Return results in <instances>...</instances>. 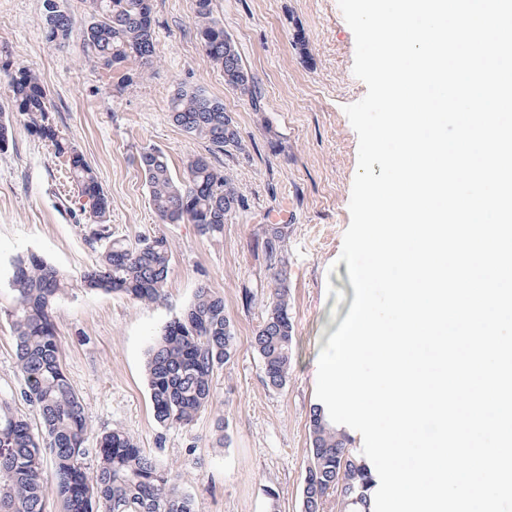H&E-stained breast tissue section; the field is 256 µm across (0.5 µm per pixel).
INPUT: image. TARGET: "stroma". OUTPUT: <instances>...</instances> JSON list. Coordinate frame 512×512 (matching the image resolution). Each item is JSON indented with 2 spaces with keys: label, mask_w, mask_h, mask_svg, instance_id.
<instances>
[{
  "label": "stroma",
  "mask_w": 512,
  "mask_h": 512,
  "mask_svg": "<svg viewBox=\"0 0 512 512\" xmlns=\"http://www.w3.org/2000/svg\"><path fill=\"white\" fill-rule=\"evenodd\" d=\"M42 3L0 0V49L40 77L61 137L84 154L108 197L114 236L134 242L162 235L173 254L161 302L142 304L80 285L99 255L87 241L86 200L52 145L11 114L8 79L0 73V116L9 119L13 141L0 152V400L36 422L21 397L24 381L4 314L13 303L12 262L34 253L73 282L57 301L54 319L64 368L91 419L88 447L103 431L123 428L181 474L197 512H302L317 360L354 300L348 267L339 260L358 154L344 108L361 100L367 87L353 74L354 35L338 0H213L215 17L263 88L259 112L225 86L222 70L203 52L191 0H154L160 63L122 91L114 72L84 60L85 0H68L74 25L61 50L44 38ZM181 85L220 100L244 145L215 160L248 202L215 238L201 236L192 224L158 223L136 161L143 149L156 148L178 172L187 157L205 153L206 141L170 117L169 100ZM283 221L295 345L288 382L273 390L252 337L272 288L262 228ZM202 283L223 297L236 351L214 376L212 404L189 426L165 429L150 404L148 350ZM246 288L255 293L249 304L242 297ZM332 288L343 292V301L329 296ZM270 488L276 498L267 496Z\"/></svg>",
  "instance_id": "obj_1"
}]
</instances>
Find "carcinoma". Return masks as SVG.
I'll list each match as a JSON object with an SVG mask.
<instances>
[{
    "label": "carcinoma",
    "instance_id": "cac0c4a2",
    "mask_svg": "<svg viewBox=\"0 0 512 512\" xmlns=\"http://www.w3.org/2000/svg\"><path fill=\"white\" fill-rule=\"evenodd\" d=\"M91 21L83 31L87 59L119 74L118 87L133 82L120 73L133 59L151 68L157 58L153 0H85ZM196 36L207 56L221 68L224 84L262 111L263 91L248 71L233 38L214 17L213 0H192ZM45 40L66 45L72 19L66 0H43ZM0 72L9 79L11 111L35 136L52 143L66 158L70 178L87 200L88 242L101 247L99 261L81 275L90 289L155 303L165 294L172 248L164 236L136 244L112 238L104 223L109 201L84 155L59 137L50 102L38 75L0 56ZM170 117L187 134L203 138L208 153L189 157L183 176L173 174L164 153L146 149L139 168L149 188L150 205L160 224L196 225L202 236L224 232V221L244 209L242 198L213 159L242 149L237 125L224 105L198 91L178 87L170 99ZM288 225L268 224L263 251L272 290L253 346L262 361L266 385L288 381L294 327L288 312V288L280 254ZM14 303L5 311L16 348V368L25 383L23 400L39 415V429L0 402V512H196L195 501L179 476L145 453L125 431L101 434L86 445L89 415L63 369L62 344L55 325L56 301L71 284L53 264L31 253L13 260L9 280ZM235 353V333L224 299L200 285L181 316L170 321L149 350L147 383L154 418L164 428L182 427L212 403L215 372ZM311 447L305 471L311 485L304 512H371L372 476L351 448L349 436L315 407L310 419ZM51 474H46V464Z\"/></svg>",
    "mask_w": 512,
    "mask_h": 512
}]
</instances>
